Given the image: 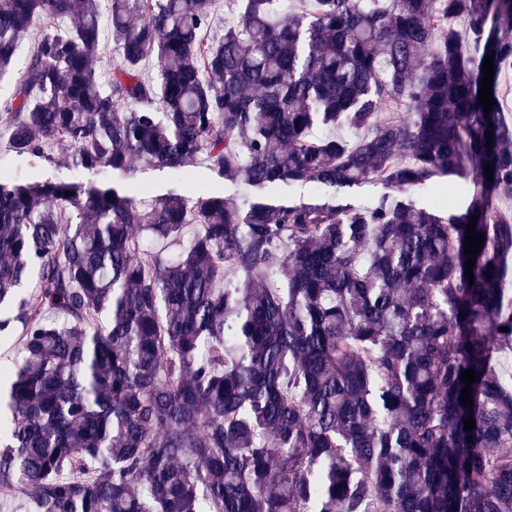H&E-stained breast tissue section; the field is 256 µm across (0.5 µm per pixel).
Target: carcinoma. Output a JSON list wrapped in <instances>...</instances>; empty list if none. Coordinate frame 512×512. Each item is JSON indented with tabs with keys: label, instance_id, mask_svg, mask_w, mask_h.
Listing matches in <instances>:
<instances>
[{
	"label": "carcinoma",
	"instance_id": "1",
	"mask_svg": "<svg viewBox=\"0 0 512 512\" xmlns=\"http://www.w3.org/2000/svg\"><path fill=\"white\" fill-rule=\"evenodd\" d=\"M99 2L0 0V78L44 25L0 97L11 150L51 163L64 144L66 169L111 179L202 160L256 194L144 201L111 181L0 177V312L15 311L0 341L24 330L0 374V497L35 512H512V376L496 359L512 350V0H231L212 40L216 0H107L106 79ZM449 175L465 206L458 190L415 206ZM368 178L392 192L356 207L259 195ZM42 26L36 27L29 35L25 38L20 45L16 55L11 63L9 71L3 76L0 81V95L4 94L10 84H13L16 79L24 71L27 59L31 50L36 46L38 37L41 33Z\"/></svg>",
	"mask_w": 512,
	"mask_h": 512
}]
</instances>
